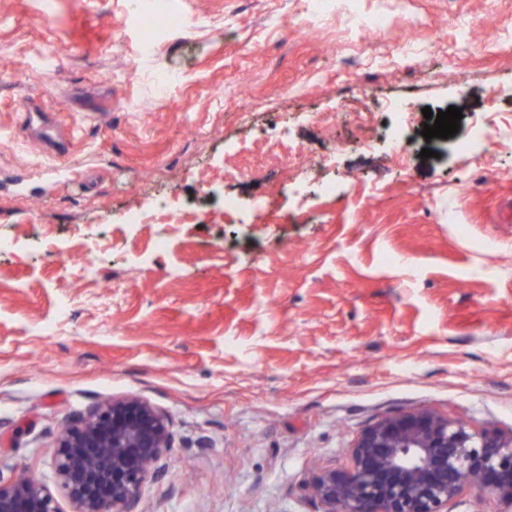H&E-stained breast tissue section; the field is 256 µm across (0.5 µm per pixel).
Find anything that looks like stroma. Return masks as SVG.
Returning <instances> with one entry per match:
<instances>
[{
	"label": "stroma",
	"mask_w": 512,
	"mask_h": 512,
	"mask_svg": "<svg viewBox=\"0 0 512 512\" xmlns=\"http://www.w3.org/2000/svg\"><path fill=\"white\" fill-rule=\"evenodd\" d=\"M158 2L178 24L148 42L129 0H0V476L75 512L59 429L126 397L172 433L138 512H319L306 483L391 414L511 439L512 148L455 141L512 117V47L445 46L450 14L512 25V0H414L439 51L356 74L335 32H302L303 0ZM27 101L56 119V150ZM451 106L455 137L425 139L423 108ZM283 140L318 167L303 191L271 157ZM155 195L188 223H127ZM89 250L93 281L67 264Z\"/></svg>",
	"instance_id": "obj_1"
}]
</instances>
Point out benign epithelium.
Returning a JSON list of instances; mask_svg holds the SVG:
<instances>
[{
    "mask_svg": "<svg viewBox=\"0 0 512 512\" xmlns=\"http://www.w3.org/2000/svg\"><path fill=\"white\" fill-rule=\"evenodd\" d=\"M170 449L167 420L137 398L68 420L55 469L77 512H135L151 470ZM512 504V441L430 411L382 417L362 431L347 469L306 485L320 512H447L466 487ZM0 512H58L37 480L0 477Z\"/></svg>",
    "mask_w": 512,
    "mask_h": 512,
    "instance_id": "1",
    "label": "benign epithelium"
}]
</instances>
